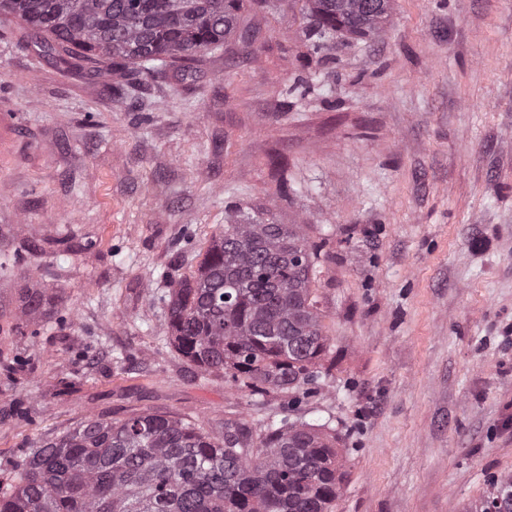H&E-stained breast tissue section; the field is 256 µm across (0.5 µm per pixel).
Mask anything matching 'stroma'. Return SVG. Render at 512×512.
<instances>
[{
  "mask_svg": "<svg viewBox=\"0 0 512 512\" xmlns=\"http://www.w3.org/2000/svg\"><path fill=\"white\" fill-rule=\"evenodd\" d=\"M301 6L120 95L0 30V479L91 415L219 436L287 414L167 338L172 284L231 206L327 239L333 367L299 413L339 437L333 512H461L512 473V0H396L382 37L319 55ZM298 79L313 89L289 98ZM43 306V297L38 291L30 292L23 300L21 315L16 319V329L23 336L26 335L33 323V315Z\"/></svg>",
  "mask_w": 512,
  "mask_h": 512,
  "instance_id": "35a3bbf8",
  "label": "stroma"
}]
</instances>
